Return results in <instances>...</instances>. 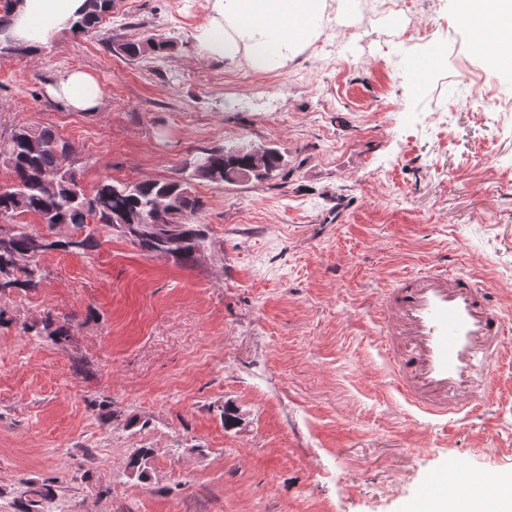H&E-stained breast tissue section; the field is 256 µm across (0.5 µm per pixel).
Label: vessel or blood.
Listing matches in <instances>:
<instances>
[{
  "label": "vessel or blood",
  "instance_id": "1",
  "mask_svg": "<svg viewBox=\"0 0 512 512\" xmlns=\"http://www.w3.org/2000/svg\"><path fill=\"white\" fill-rule=\"evenodd\" d=\"M485 281L431 265L397 278L379 301L381 335L398 392L433 414L458 415L478 395L475 360L497 362L505 352V316ZM488 492L467 480L456 460L427 482L422 494Z\"/></svg>",
  "mask_w": 512,
  "mask_h": 512
}]
</instances>
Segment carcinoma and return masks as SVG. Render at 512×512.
Segmentation results:
<instances>
[{"label": "carcinoma", "instance_id": "cac0c4a2", "mask_svg": "<svg viewBox=\"0 0 512 512\" xmlns=\"http://www.w3.org/2000/svg\"><path fill=\"white\" fill-rule=\"evenodd\" d=\"M113 5L114 0H85L71 31L81 36L96 32ZM167 49L168 41L154 37L118 45L119 53L128 58ZM61 152L60 138L48 127L22 126L0 138V164L10 173V182L0 184V296L22 295L39 287L44 280L40 257L49 249H70L91 256L100 245L98 227L118 232L149 255L171 256L192 267L209 239L208 225L201 221L205 203L196 195L194 181L233 185L288 176V161L278 149L266 148L258 167L249 146L241 144L234 151L226 146L200 151L177 177L138 182L106 178L89 195L75 170L63 165ZM48 172L55 173L51 185L44 181ZM159 199L167 204L165 223L136 224L132 231L123 227L132 218L148 219ZM25 215L39 217L50 231L67 227L70 233L53 240L21 220ZM70 332V320L60 321L48 314L36 335L61 344L68 341ZM150 453L149 448L137 449L129 458L128 468L145 476Z\"/></svg>", "mask_w": 512, "mask_h": 512}]
</instances>
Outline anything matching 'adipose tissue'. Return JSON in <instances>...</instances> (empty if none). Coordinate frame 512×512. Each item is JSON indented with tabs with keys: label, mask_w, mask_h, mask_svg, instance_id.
Listing matches in <instances>:
<instances>
[{
	"label": "adipose tissue",
	"mask_w": 512,
	"mask_h": 512,
	"mask_svg": "<svg viewBox=\"0 0 512 512\" xmlns=\"http://www.w3.org/2000/svg\"><path fill=\"white\" fill-rule=\"evenodd\" d=\"M84 0H21L12 26L24 45L39 47L69 26ZM328 0H211L195 29L199 57L245 64L260 72L287 65L291 55L323 27ZM457 13L474 35L476 50L492 64L512 68V0H457ZM50 96L75 112L98 110L102 87L91 73L68 72L48 88ZM416 512H512V496L490 492L454 500L423 499Z\"/></svg>",
	"instance_id": "ef3b65f1"
}]
</instances>
